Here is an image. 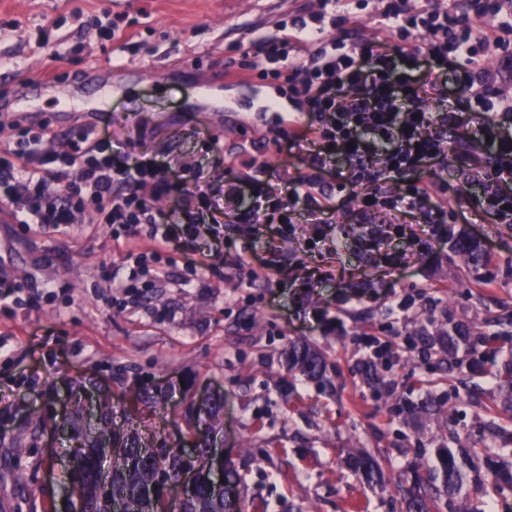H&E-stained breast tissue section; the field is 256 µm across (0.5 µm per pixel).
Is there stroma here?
I'll list each match as a JSON object with an SVG mask.
<instances>
[{"label": "stroma", "mask_w": 512, "mask_h": 512, "mask_svg": "<svg viewBox=\"0 0 512 512\" xmlns=\"http://www.w3.org/2000/svg\"><path fill=\"white\" fill-rule=\"evenodd\" d=\"M300 6L314 12L319 0H0V95L57 70L68 101L96 102L94 123L133 157L220 185L225 156L283 124L252 110L257 97L281 94L278 82H225L229 47ZM119 13L137 20L140 47L107 40ZM95 68L105 91L81 82ZM205 90L233 109L210 108ZM341 229L348 241L336 253L310 256L298 238L259 249L252 288L230 269L251 225L217 245L179 241L159 253L142 240L156 286L131 303L112 288L127 249L111 228L0 219V279L25 286L21 301L0 302V512H46L61 499L60 447L45 433L23 444L20 431L45 405L73 409L88 382L111 397L116 419L173 444L188 399L221 391L238 512H403L404 490L441 448L468 457L444 512H512V224H452L422 252L394 243L385 258L358 247L366 227L356 212ZM463 234L487 257L479 270L457 251ZM459 324L468 339L456 337ZM484 340L496 356L483 355ZM292 342L323 358L321 381L289 370ZM372 345L384 353L362 366ZM140 391L159 407L136 405ZM356 451L378 457L377 481L349 469Z\"/></svg>", "instance_id": "stroma-1"}]
</instances>
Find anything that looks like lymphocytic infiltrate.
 <instances>
[{"label":"lymphocytic infiltrate","mask_w":512,"mask_h":512,"mask_svg":"<svg viewBox=\"0 0 512 512\" xmlns=\"http://www.w3.org/2000/svg\"><path fill=\"white\" fill-rule=\"evenodd\" d=\"M372 0H321L319 12L288 18L286 33L256 38L238 61L258 80L283 81L302 114L275 137L297 150L304 172L287 188L266 178L264 163L213 188L200 176L175 175L167 162L132 159L126 142L79 123L66 138L0 113V201L28 228L107 224L114 240L149 238L157 247L193 240L209 216L266 227L288 239L296 214L310 226L309 243L326 242L337 206L356 205L363 223L384 210L427 225L465 222L452 178L480 193L470 210L490 224H512V0H381L379 37L354 36ZM336 29V39L323 36ZM66 150H59V142ZM173 199L168 213L155 204Z\"/></svg>","instance_id":"1"}]
</instances>
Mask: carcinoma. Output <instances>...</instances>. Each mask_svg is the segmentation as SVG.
<instances>
[{
  "mask_svg": "<svg viewBox=\"0 0 512 512\" xmlns=\"http://www.w3.org/2000/svg\"><path fill=\"white\" fill-rule=\"evenodd\" d=\"M288 364L311 379L319 378L324 372L323 359L302 344L294 343L288 347ZM223 410V400L209 398L200 403L196 417L188 420L190 433L196 438L197 477L187 493L184 512H228L225 500L214 497L209 474L210 448L218 434L213 421ZM47 420L53 423L54 431L61 434L66 447L78 449L76 470H67V484L63 489L65 500L83 504L82 512H107L113 500L152 501L155 512H166L158 475L162 472L170 479L178 477L181 467L179 449L155 433L116 427L112 420V403L105 397L99 398L98 417L94 420L87 419L80 407L61 420L49 410L36 428H42ZM102 448H110L113 453L112 477L104 486L95 479L102 466ZM437 458L438 467L431 470L429 477L417 480V483L428 486L432 494H410L405 502L406 512H430V500L436 498L440 489L449 493L462 487L466 474L455 455L440 448ZM352 467L367 482L380 474L379 462L370 455L354 457Z\"/></svg>",
  "mask_w": 512,
  "mask_h": 512,
  "instance_id": "carcinoma-1",
  "label": "carcinoma"
}]
</instances>
